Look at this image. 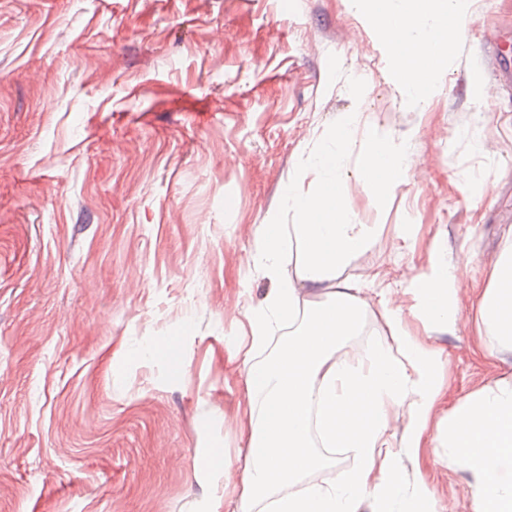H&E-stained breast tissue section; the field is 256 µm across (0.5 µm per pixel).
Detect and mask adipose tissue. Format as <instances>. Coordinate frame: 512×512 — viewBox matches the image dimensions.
Instances as JSON below:
<instances>
[{"mask_svg": "<svg viewBox=\"0 0 512 512\" xmlns=\"http://www.w3.org/2000/svg\"><path fill=\"white\" fill-rule=\"evenodd\" d=\"M467 0H351L367 15L397 65L405 95L419 103L434 97L436 74L453 53ZM384 201L412 165L406 143L384 136L357 141L353 132L335 129L327 145L308 156L309 186L294 184L288 194L297 221L276 219L261 225L255 260L276 274L285 234H293L300 258L287 278L278 280L247 321L251 344L241 355L246 375L249 425L243 428L249 469L239 512L269 502V512H438L434 491L409 486L406 461L415 460L429 429L436 441L472 478L474 512H512V376L495 387L471 393L449 412L445 425L431 422L448 365L432 340L436 328L455 331L452 294L459 262L433 246L428 271L409 291L413 312L423 326L411 331L388 289L377 292L384 340L369 355L348 353L359 335L367 304V282L341 278L350 258L370 241L374 227L349 218L338 177L348 161ZM327 286L326 298L303 303V286ZM478 334L487 356L512 351V242L495 262L487 287L477 299ZM301 316L263 362L262 348L275 322ZM408 421L403 448L391 442L390 422L399 411ZM351 452L355 467L334 485L303 484L323 466L313 450Z\"/></svg>", "mask_w": 512, "mask_h": 512, "instance_id": "ef3b65f1", "label": "adipose tissue"}]
</instances>
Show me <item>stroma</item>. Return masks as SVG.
<instances>
[{
  "instance_id": "35a3bbf8",
  "label": "stroma",
  "mask_w": 512,
  "mask_h": 512,
  "mask_svg": "<svg viewBox=\"0 0 512 512\" xmlns=\"http://www.w3.org/2000/svg\"><path fill=\"white\" fill-rule=\"evenodd\" d=\"M437 83L410 102L349 0H0V512H223L245 467L239 325L273 286L259 227L295 223L288 184L350 121L416 164L383 204L347 164L379 231L344 276L380 274L417 331L432 242L471 257L455 333H432L436 419L511 374L474 301L512 237V0H469ZM169 341L181 369L155 353ZM407 470L472 512L447 449Z\"/></svg>"
}]
</instances>
